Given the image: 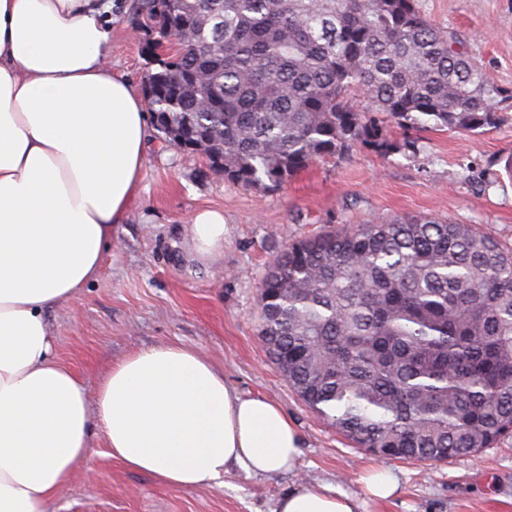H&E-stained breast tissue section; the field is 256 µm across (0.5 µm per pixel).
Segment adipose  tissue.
<instances>
[{"instance_id":"ef3b65f1","label":"adipose tissue","mask_w":512,"mask_h":512,"mask_svg":"<svg viewBox=\"0 0 512 512\" xmlns=\"http://www.w3.org/2000/svg\"><path fill=\"white\" fill-rule=\"evenodd\" d=\"M110 0H0V512H54L101 432L127 467L179 489L229 468L286 473L303 439L272 400L245 395L197 350L158 345L112 364L96 391L55 352L49 310L94 282L137 193L147 115L107 62ZM192 245L224 250V216ZM273 512H354L296 485Z\"/></svg>"}]
</instances>
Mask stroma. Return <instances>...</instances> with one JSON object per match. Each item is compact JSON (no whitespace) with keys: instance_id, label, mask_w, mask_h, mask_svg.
I'll use <instances>...</instances> for the list:
<instances>
[{"instance_id":"35a3bbf8","label":"stroma","mask_w":512,"mask_h":512,"mask_svg":"<svg viewBox=\"0 0 512 512\" xmlns=\"http://www.w3.org/2000/svg\"><path fill=\"white\" fill-rule=\"evenodd\" d=\"M108 61L134 89L146 71L137 0H112ZM420 12L467 42L490 78L512 91V0H416ZM498 124L462 136L388 125L399 149L381 156L364 145L320 161L274 190L245 189L199 153L170 146L148 126L138 193L99 278L51 312L56 353L96 389L114 360L158 344L205 353L238 390L277 402L297 425L303 450L289 473L224 474L223 486L184 490L113 459L93 433L86 470L61 493L54 512H272L304 483L348 494L356 512H512V439L442 462L378 458L336 432L297 396L260 341L258 293L289 242L342 227L406 216L471 224L512 248V100ZM224 216V254L190 252L195 214ZM389 470L386 500L366 478Z\"/></svg>"}]
</instances>
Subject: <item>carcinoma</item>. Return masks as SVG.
<instances>
[{"mask_svg": "<svg viewBox=\"0 0 512 512\" xmlns=\"http://www.w3.org/2000/svg\"><path fill=\"white\" fill-rule=\"evenodd\" d=\"M149 59L156 129L224 179L274 189L384 129L496 126L512 99L415 0H170ZM369 106L356 105L360 96ZM259 336L298 397L386 459L445 461L512 437V250L471 224H365L288 244L259 289Z\"/></svg>", "mask_w": 512, "mask_h": 512, "instance_id": "carcinoma-1", "label": "carcinoma"}]
</instances>
